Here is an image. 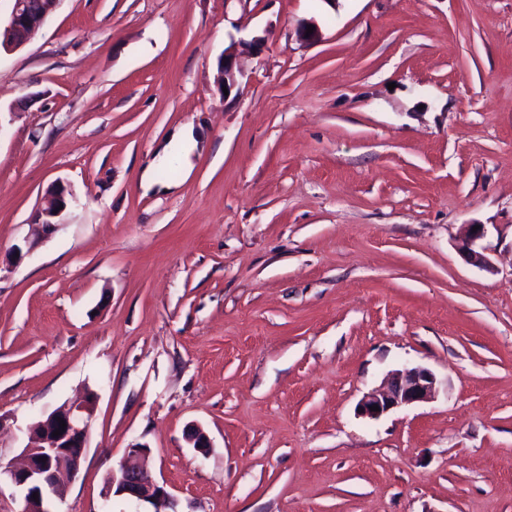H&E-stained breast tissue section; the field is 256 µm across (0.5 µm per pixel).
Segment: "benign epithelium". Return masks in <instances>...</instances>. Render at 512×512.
<instances>
[{
    "label": "benign epithelium",
    "instance_id": "1",
    "mask_svg": "<svg viewBox=\"0 0 512 512\" xmlns=\"http://www.w3.org/2000/svg\"><path fill=\"white\" fill-rule=\"evenodd\" d=\"M13 6L7 24L0 27V49L15 50L22 47L30 35L41 27L55 10L60 0H12ZM220 73L224 86L231 91L238 85L235 44L224 48ZM73 199V193L65 185L56 183L50 187L48 206L42 212L45 219L42 227L47 231L56 229L52 218L66 209ZM485 236V225L469 231L461 249L473 265L489 271L492 265L488 258L476 250L479 240ZM439 390L435 373L421 365H403L390 371L383 379L381 388L373 390L358 404L360 415L377 420L402 407L432 401ZM95 397L89 396L82 402L65 405L56 409L43 422L32 427L37 443L24 448L25 464L17 469H8L5 474L10 481L24 492L23 512H50L46 498L50 494H61L59 476L65 473L77 476L86 446L90 421L93 415ZM378 406L372 411L370 407ZM64 420L65 429H60L59 420ZM60 435H54V431ZM131 499L162 505L175 510V500L165 485L152 481L144 470L138 467H122L110 474L106 482L105 496L112 493ZM38 498H33V495Z\"/></svg>",
    "mask_w": 512,
    "mask_h": 512
}]
</instances>
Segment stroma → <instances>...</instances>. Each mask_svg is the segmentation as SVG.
I'll list each match as a JSON object with an SVG mask.
<instances>
[{
  "label": "stroma",
  "instance_id": "35a3bbf8",
  "mask_svg": "<svg viewBox=\"0 0 512 512\" xmlns=\"http://www.w3.org/2000/svg\"><path fill=\"white\" fill-rule=\"evenodd\" d=\"M404 364L434 401L359 416ZM88 391L50 512H141L135 445L177 512H512V0H61L1 51L0 465ZM220 73L224 86L228 90V96H230L232 90L238 85L237 74L240 73L236 64L235 45L231 44L224 49ZM204 141V135L201 133L195 135L194 126L191 124L175 128L166 143L159 147L153 160L144 166L140 181L143 192L160 191L168 193L176 189L178 187L176 182L163 183L156 179V162L171 158L174 152L181 147H188L190 150L203 149ZM49 197L48 206L41 213L42 216H45L41 225L48 232L53 231L58 226L57 223L51 221V218L56 217L57 214L65 210L69 202L74 198L71 190L61 183L53 184L50 187ZM474 226H479V229L473 231ZM485 236V227L481 224H473L469 227L468 236L463 240L461 249L473 262V265L491 271L492 265L488 258L481 252L476 250V245L479 240ZM114 487L120 495L128 498L150 503L152 505L164 506L173 510L146 512H177L175 508V500L168 492L164 484L153 482L147 472L138 467H122L118 473L112 472L110 480L106 482V494L111 495Z\"/></svg>",
  "mask_w": 512,
  "mask_h": 512
}]
</instances>
